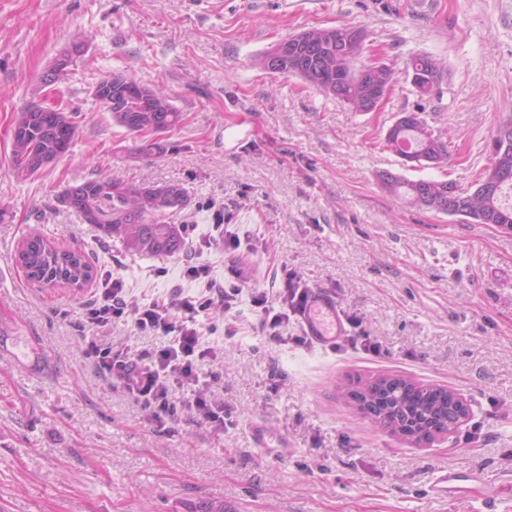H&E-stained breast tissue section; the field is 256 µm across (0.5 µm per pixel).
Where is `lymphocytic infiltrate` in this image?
I'll use <instances>...</instances> for the list:
<instances>
[{"mask_svg":"<svg viewBox=\"0 0 512 512\" xmlns=\"http://www.w3.org/2000/svg\"><path fill=\"white\" fill-rule=\"evenodd\" d=\"M187 274L198 281L195 294L156 298L143 305L129 303L120 279L107 280L85 303L86 321L95 328L111 320L131 318L135 327L166 337V345L157 351L132 352L85 337L84 354L108 375L113 388L122 390L147 412L150 419L163 422L178 408L193 410L200 420L215 428L224 425V405L212 400L207 390L211 372L203 371L205 361L216 359L214 347L206 345L199 314L209 310L229 313L246 284L243 271L232 268V283L223 286L210 276L208 266H188ZM309 297L297 272L283 269L281 286L275 293L256 291L254 306L273 341H282L281 330L304 309Z\"/></svg>","mask_w":512,"mask_h":512,"instance_id":"1","label":"lymphocytic infiltrate"}]
</instances>
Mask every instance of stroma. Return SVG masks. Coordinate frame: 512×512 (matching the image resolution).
<instances>
[{"instance_id": "1", "label": "stroma", "mask_w": 512, "mask_h": 512, "mask_svg": "<svg viewBox=\"0 0 512 512\" xmlns=\"http://www.w3.org/2000/svg\"><path fill=\"white\" fill-rule=\"evenodd\" d=\"M344 26L366 31L363 63L395 72L375 111L251 64L291 35ZM75 43L68 80L42 85ZM417 55L444 68L432 95L411 84ZM115 71L163 89L181 112L158 157L138 156V136L93 97ZM35 97L76 112L77 130L68 153L19 181L11 129ZM412 111L448 141L447 168L403 167L388 146V128ZM510 117L512 0H0V512H184L214 498L236 512H512V232L411 207L376 180L390 170L471 188ZM109 175L181 184L189 204L167 220L187 225V251L126 255L58 205L64 186ZM220 222L238 250L214 241ZM34 227L93 253L90 287L28 278L18 251ZM192 261L220 284L235 261L250 278L213 319L220 430L188 410L151 421L82 353L84 304L103 279H123L145 304L196 292ZM285 266L335 296L339 347L295 343V321L285 345L262 331L251 291L279 288ZM98 334L134 350L164 343L121 319ZM365 334L380 355L350 346ZM385 377L447 387L470 413L415 444L353 397ZM443 468L478 480L437 500Z\"/></svg>"}]
</instances>
